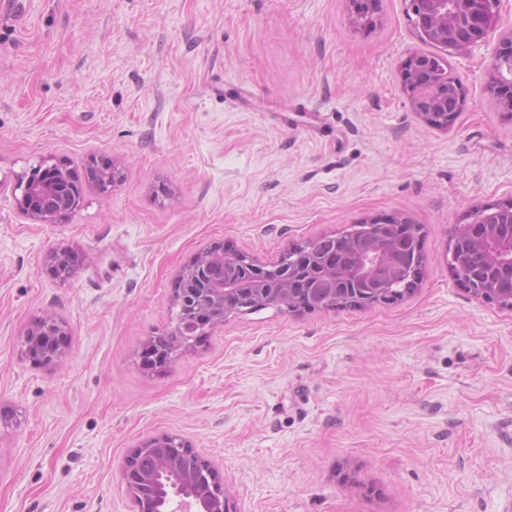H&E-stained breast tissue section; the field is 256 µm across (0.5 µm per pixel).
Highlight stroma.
Instances as JSON below:
<instances>
[{"label":"stroma","instance_id":"obj_1","mask_svg":"<svg viewBox=\"0 0 512 512\" xmlns=\"http://www.w3.org/2000/svg\"><path fill=\"white\" fill-rule=\"evenodd\" d=\"M412 18L408 0L368 23L350 0H0V512H139L125 461L163 433L230 512H512V310L448 264L456 225L512 202V116L485 90L512 0L445 52L464 90L445 128L400 79L434 51ZM44 158L117 177L37 221L12 189ZM389 218L421 242L404 297L239 314L145 366L202 250L267 262ZM47 315L50 365L25 351ZM61 326L51 317H46L33 326L27 334L29 353L45 363H52L62 355Z\"/></svg>","mask_w":512,"mask_h":512}]
</instances>
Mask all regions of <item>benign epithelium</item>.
I'll use <instances>...</instances> for the list:
<instances>
[{
    "label": "benign epithelium",
    "mask_w": 512,
    "mask_h": 512,
    "mask_svg": "<svg viewBox=\"0 0 512 512\" xmlns=\"http://www.w3.org/2000/svg\"><path fill=\"white\" fill-rule=\"evenodd\" d=\"M356 18L372 20L378 0H352ZM500 0H409L419 34L450 51L466 52L485 42L492 32L486 19L497 11ZM507 63L512 73V35L504 37L493 65L494 74L486 91L494 98L507 96L512 107V79L509 91L500 90V66ZM401 81L413 94L415 111L428 123L446 127L461 105L448 112V74L436 61L412 55L401 70ZM14 192L20 210L31 217L57 222L75 209L83 186L63 165L44 160L21 176ZM398 221L375 225L379 246L366 254L326 251V241L294 246L275 261L259 265L220 246L199 253L180 274L181 288L175 297L179 307L174 330L154 342L156 359L168 362L180 347L224 323L233 314L255 305L277 302L290 312L339 306L343 303L370 306L399 297L417 279L416 265L407 266L398 254L417 251V231L399 233ZM476 249L469 275L461 283L474 295L493 298L512 309V290L492 293L502 277L512 279V207H488L473 221L455 227L451 252ZM63 330L47 317L27 334L29 353L52 363L62 355ZM193 449L179 436L163 434L148 438L134 448L124 469V479L136 499L152 496L156 512H228L223 485L215 471L202 468L184 474L179 453Z\"/></svg>",
    "instance_id": "1"
}]
</instances>
